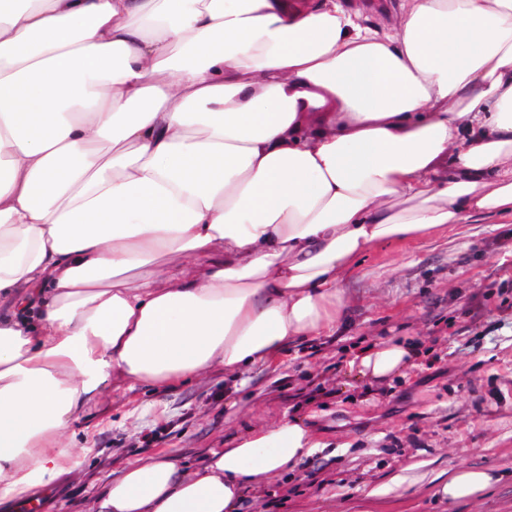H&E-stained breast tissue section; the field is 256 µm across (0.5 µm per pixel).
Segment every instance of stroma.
<instances>
[{"instance_id":"35a3bbf8","label":"stroma","mask_w":512,"mask_h":512,"mask_svg":"<svg viewBox=\"0 0 512 512\" xmlns=\"http://www.w3.org/2000/svg\"><path fill=\"white\" fill-rule=\"evenodd\" d=\"M340 287L336 330L276 364L165 390L114 382L72 423L74 467L45 512H93L108 478L138 458L164 451L195 469L209 449L294 417L324 449L249 491L242 512H355L373 490L376 512H512V218L380 245ZM399 336L425 348L399 377L373 384L350 367L357 345ZM460 467L503 479L475 501L440 498L438 482Z\"/></svg>"}]
</instances>
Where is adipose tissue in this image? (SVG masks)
<instances>
[{
    "label": "adipose tissue",
    "mask_w": 512,
    "mask_h": 512,
    "mask_svg": "<svg viewBox=\"0 0 512 512\" xmlns=\"http://www.w3.org/2000/svg\"><path fill=\"white\" fill-rule=\"evenodd\" d=\"M327 102L333 130L299 137ZM489 212L512 216V0H402L389 30L341 0H0V502L70 471L114 377L276 362L335 330L360 256ZM421 354L352 362L385 382ZM318 446L294 418L193 471L160 451L95 508L238 512Z\"/></svg>",
    "instance_id": "ef3b65f1"
}]
</instances>
